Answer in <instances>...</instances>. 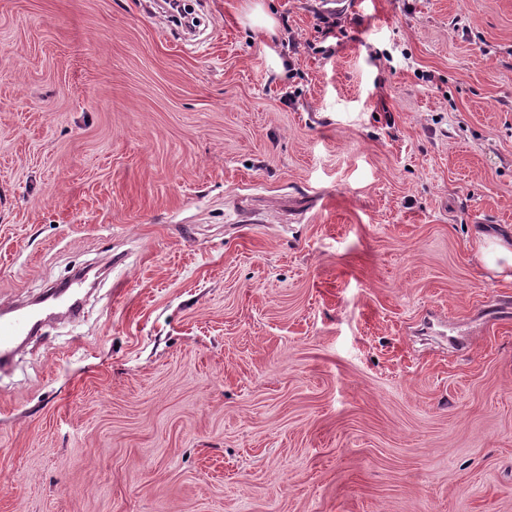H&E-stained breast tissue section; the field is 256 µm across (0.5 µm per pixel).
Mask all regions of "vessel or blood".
<instances>
[{
    "instance_id": "b4317fda",
    "label": "vessel or blood",
    "mask_w": 512,
    "mask_h": 512,
    "mask_svg": "<svg viewBox=\"0 0 512 512\" xmlns=\"http://www.w3.org/2000/svg\"><path fill=\"white\" fill-rule=\"evenodd\" d=\"M60 296L59 290H47L43 296L44 305L38 310L24 305L0 309V365L10 360L21 347L24 337L35 333L44 322L56 318L54 302Z\"/></svg>"
}]
</instances>
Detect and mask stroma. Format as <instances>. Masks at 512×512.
Listing matches in <instances>:
<instances>
[{
	"label": "stroma",
	"mask_w": 512,
	"mask_h": 512,
	"mask_svg": "<svg viewBox=\"0 0 512 512\" xmlns=\"http://www.w3.org/2000/svg\"><path fill=\"white\" fill-rule=\"evenodd\" d=\"M154 2L0 0V512H512V0ZM475 239L476 256L494 277L512 280V237L490 238L477 233ZM82 280L76 279L70 282L65 289H50L44 293L43 298L35 304H45L40 310L28 309L25 305L1 306L0 310V365L10 360L13 354L21 347L24 336L35 333L47 320L60 316L75 318L81 311V300L76 298L70 302L65 312H56L51 303L56 301L64 293L76 291ZM74 288V289H72ZM73 291L70 293L73 296Z\"/></svg>",
	"instance_id": "35a3bbf8"
}]
</instances>
